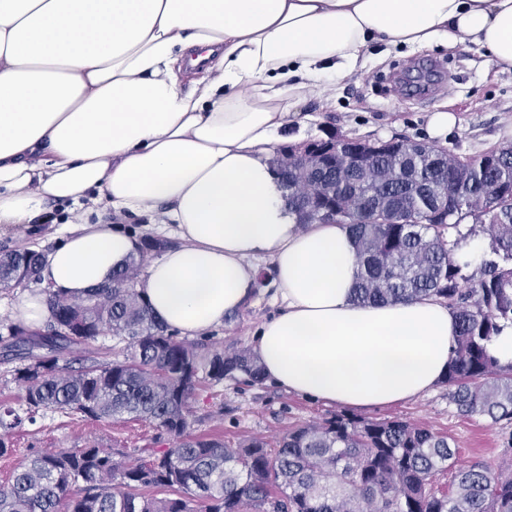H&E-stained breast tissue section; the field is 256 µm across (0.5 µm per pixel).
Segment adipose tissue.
I'll return each instance as SVG.
<instances>
[{"label":"adipose tissue","mask_w":512,"mask_h":512,"mask_svg":"<svg viewBox=\"0 0 512 512\" xmlns=\"http://www.w3.org/2000/svg\"><path fill=\"white\" fill-rule=\"evenodd\" d=\"M436 44L512 69V0H0V227L81 208L42 271L80 298L139 247L105 213L175 225L140 293L190 337L250 304L269 261L265 378L356 409L421 397L448 369L451 309L356 303L348 230L297 224L270 158L296 105L369 47Z\"/></svg>","instance_id":"adipose-tissue-1"}]
</instances>
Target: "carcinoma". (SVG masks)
Segmentation results:
<instances>
[{
  "label": "carcinoma",
  "instance_id": "carcinoma-1",
  "mask_svg": "<svg viewBox=\"0 0 512 512\" xmlns=\"http://www.w3.org/2000/svg\"><path fill=\"white\" fill-rule=\"evenodd\" d=\"M400 140L405 152L380 154L370 178L341 169L352 142L334 132L315 140L336 147L319 168L278 162L288 209L304 223L326 207L320 189L336 186V198L353 207L339 221L356 249L354 300L447 301L458 323L448 403L511 426L512 365L500 366L488 344L512 322V144L462 157ZM467 219L488 225L494 254L471 275L447 239ZM152 250L154 240L143 238L112 287L79 301L47 289L51 335L17 325L4 350L18 362L28 414L144 421L169 437L168 447L143 448L145 458L95 445L37 452L0 483V512H512L511 467H459L448 437L400 418L337 413L282 435L273 449L259 438L228 448L190 436L197 389L226 379L260 384L263 369L247 349L201 353L149 311L137 286ZM44 262L15 250L0 263V283L19 281L21 269L39 281ZM107 333L125 343L123 358L99 359ZM75 348L87 353L76 369L65 358ZM21 423L13 409L0 411V457L11 454L4 436Z\"/></svg>",
  "mask_w": 512,
  "mask_h": 512
}]
</instances>
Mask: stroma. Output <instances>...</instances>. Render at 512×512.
Listing matches in <instances>:
<instances>
[{"label": "stroma", "mask_w": 512, "mask_h": 512, "mask_svg": "<svg viewBox=\"0 0 512 512\" xmlns=\"http://www.w3.org/2000/svg\"><path fill=\"white\" fill-rule=\"evenodd\" d=\"M365 68L330 81L324 97H307L296 107L287 137L306 141L334 131L349 137L388 138L404 134L427 141L429 116L449 110L458 124L444 141L457 155L472 156L512 143V70L488 63L473 45L441 46L410 54L370 49ZM67 231L63 222L15 226L0 231V252L29 248L51 252ZM273 286L253 303L205 334L209 349L249 348L257 326L276 314ZM194 436H211L234 448L249 438L275 442L289 429L339 412L335 403L304 398L270 382L254 386L224 381L196 391L190 401ZM366 416L402 418L446 435L460 464L482 461L512 465V426H494L479 415L462 416L448 404L447 386L426 396L380 408ZM152 425L128 419L90 421L76 414L46 411L23 420L10 437L12 455L0 458V480L33 452L78 448L88 442L121 451L154 447Z\"/></svg>", "instance_id": "35a3bbf8"}]
</instances>
